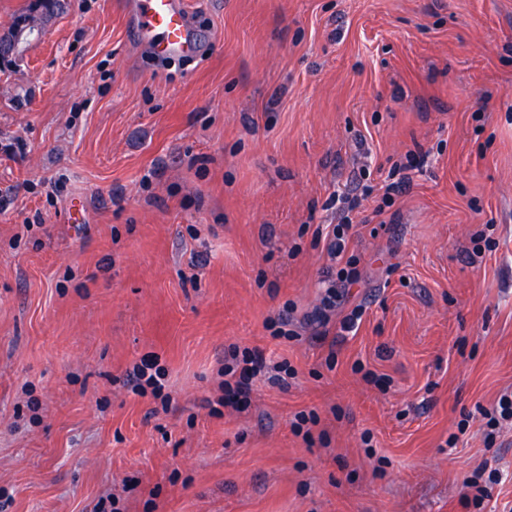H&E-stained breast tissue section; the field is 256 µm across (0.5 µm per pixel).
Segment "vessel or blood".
Segmentation results:
<instances>
[{
    "mask_svg": "<svg viewBox=\"0 0 512 512\" xmlns=\"http://www.w3.org/2000/svg\"><path fill=\"white\" fill-rule=\"evenodd\" d=\"M130 37L157 58H192L206 41L183 0H128Z\"/></svg>",
    "mask_w": 512,
    "mask_h": 512,
    "instance_id": "vessel-or-blood-1",
    "label": "vessel or blood"
}]
</instances>
